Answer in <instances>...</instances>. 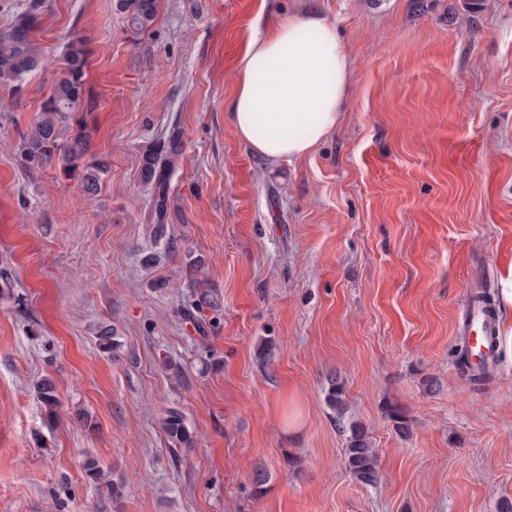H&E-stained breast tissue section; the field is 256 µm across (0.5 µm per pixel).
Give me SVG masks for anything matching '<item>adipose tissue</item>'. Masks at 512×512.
I'll list each match as a JSON object with an SVG mask.
<instances>
[{"mask_svg":"<svg viewBox=\"0 0 512 512\" xmlns=\"http://www.w3.org/2000/svg\"><path fill=\"white\" fill-rule=\"evenodd\" d=\"M351 74L335 24L316 13L282 20L248 36L227 117L258 155L302 157L336 126Z\"/></svg>","mask_w":512,"mask_h":512,"instance_id":"adipose-tissue-1","label":"adipose tissue"}]
</instances>
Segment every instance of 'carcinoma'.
<instances>
[{"label":"carcinoma","mask_w":512,"mask_h":512,"mask_svg":"<svg viewBox=\"0 0 512 512\" xmlns=\"http://www.w3.org/2000/svg\"><path fill=\"white\" fill-rule=\"evenodd\" d=\"M44 7V0H29L26 8L17 13L10 24L0 29V86L9 89L15 96L22 93L25 77L29 73L48 64L35 36ZM120 8L127 14L130 28L144 30L157 16L158 0H120ZM89 55L86 38L75 35L67 41L62 55L61 75L50 95L41 103L30 131L19 144L18 158L30 170L56 161L64 174L78 179L86 194L94 195L100 189L108 164L100 158L88 156L89 134L83 127L67 141H60L62 124L69 114L81 108L92 112L97 107L90 89L86 88ZM181 154V140L177 133L170 134L143 152L141 176L153 187L147 221L157 225L155 233L159 237L163 235L164 224L167 223L170 176ZM36 389L38 399L47 412L53 413L58 403L54 381L44 377L38 381ZM325 401L337 421L345 420L348 405L341 383H330ZM163 429L174 443L183 448L192 447V430L179 410L166 412ZM346 431L345 467L355 481L372 486L378 480L379 459L371 445L369 433L362 423L352 419L348 420ZM86 474L93 483L106 490L112 500L118 501L124 497L125 483L109 479L95 461L86 464Z\"/></svg>","instance_id":"obj_1"}]
</instances>
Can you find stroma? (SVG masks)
<instances>
[{
    "mask_svg": "<svg viewBox=\"0 0 512 512\" xmlns=\"http://www.w3.org/2000/svg\"><path fill=\"white\" fill-rule=\"evenodd\" d=\"M308 12L353 60L342 119L269 162L224 112L250 33ZM89 40L76 112L98 195L21 138L58 68L0 87V512H498L512 502V0H46L36 39ZM178 132L165 235L142 154ZM490 289L500 363L459 371L466 292ZM221 309L190 307L201 293ZM116 329L103 351L100 327ZM52 377L48 415L36 383ZM343 384L379 479L345 468ZM406 412L408 433L385 415ZM179 409L195 445L162 428ZM128 492L112 502L86 460ZM269 473L253 491L256 467ZM119 2L133 30L148 28L157 16L158 0H120ZM325 401L328 407L336 415L337 421H342L344 423V418L348 413V405L345 400L343 385L338 381H331L325 395Z\"/></svg>",
    "mask_w": 512,
    "mask_h": 512,
    "instance_id": "stroma-1",
    "label": "stroma"
}]
</instances>
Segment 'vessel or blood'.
Here are the masks:
<instances>
[{"label":"vessel or blood","mask_w":512,"mask_h":512,"mask_svg":"<svg viewBox=\"0 0 512 512\" xmlns=\"http://www.w3.org/2000/svg\"><path fill=\"white\" fill-rule=\"evenodd\" d=\"M459 333L464 336L466 352L465 374L479 380L491 370L498 357V316L492 305L468 293L459 321Z\"/></svg>","instance_id":"1"}]
</instances>
